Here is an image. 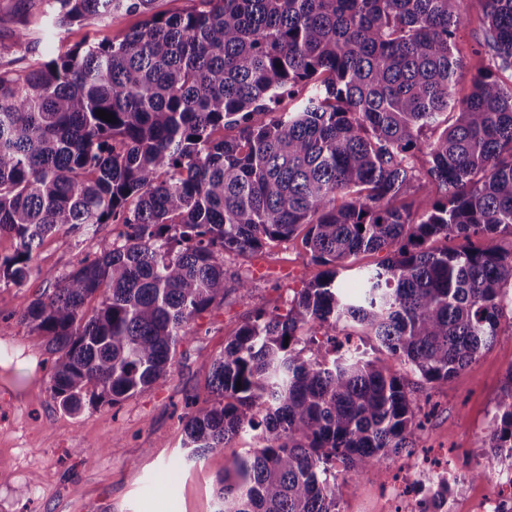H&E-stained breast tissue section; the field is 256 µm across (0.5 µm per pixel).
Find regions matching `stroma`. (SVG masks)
<instances>
[{
    "instance_id": "1",
    "label": "stroma",
    "mask_w": 512,
    "mask_h": 512,
    "mask_svg": "<svg viewBox=\"0 0 512 512\" xmlns=\"http://www.w3.org/2000/svg\"><path fill=\"white\" fill-rule=\"evenodd\" d=\"M484 29L482 0H469L456 38L463 63L456 97L468 94L472 77L487 64ZM13 30L12 22H0V46L9 48L19 69L49 60L60 45H75L85 35L74 26L58 44L41 40L35 30L34 48L17 40ZM111 238L108 224L92 242L63 229L43 240L33 261L42 270L65 273ZM224 271L227 278L248 282L251 299L231 288L201 314L161 386L77 416L65 412L50 391L56 356L47 339L17 322L52 282L37 277L21 287L0 282V512H215L217 477L234 455L255 447L258 436L252 431L204 458L190 457L182 446L186 398H208L212 358L255 307L283 309L323 268L295 238L270 243L251 258H229ZM511 381L512 341L505 339L483 350L448 384L425 387L414 405L422 428L412 447L385 459L379 469L339 475V512H387L390 491L410 479L419 459L435 456L447 458L458 472L449 499L458 512H469L488 489L486 479L472 478L470 471L485 457L492 417Z\"/></svg>"
}]
</instances>
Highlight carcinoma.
Returning <instances> with one entry per match:
<instances>
[{
  "instance_id": "carcinoma-1",
  "label": "carcinoma",
  "mask_w": 512,
  "mask_h": 512,
  "mask_svg": "<svg viewBox=\"0 0 512 512\" xmlns=\"http://www.w3.org/2000/svg\"><path fill=\"white\" fill-rule=\"evenodd\" d=\"M21 2L20 25L43 17L57 35L145 16L29 68L0 61V234L18 242L0 280L55 282L19 317L57 354L54 398L78 414L161 385L224 298L227 257L300 235L325 270L224 345L183 445L200 458L259 432L218 478L215 512H338L336 463L377 469L420 428L389 360L441 385L503 338L512 255L474 241L512 235V86L496 76L512 70V0H484L489 68L461 100L468 0H198L171 15L153 0ZM423 178L438 195L418 213L402 199ZM103 224L115 238L75 269L32 264L60 228ZM381 250L346 296L339 270ZM346 328L386 358L308 349ZM487 448L474 478L512 469V387Z\"/></svg>"
}]
</instances>
